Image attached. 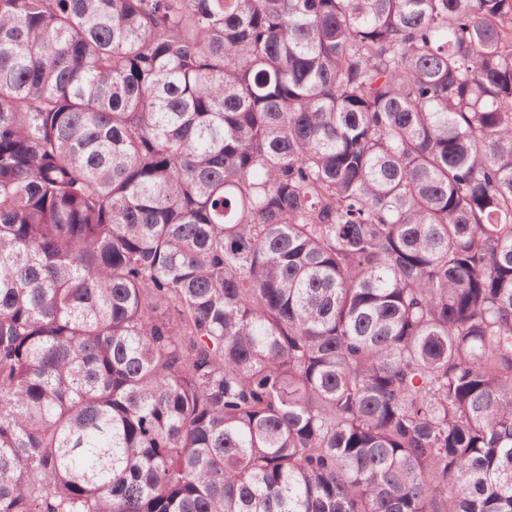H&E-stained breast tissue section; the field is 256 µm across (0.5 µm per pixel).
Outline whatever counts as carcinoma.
Returning a JSON list of instances; mask_svg holds the SVG:
<instances>
[{
	"label": "carcinoma",
	"instance_id": "obj_1",
	"mask_svg": "<svg viewBox=\"0 0 512 512\" xmlns=\"http://www.w3.org/2000/svg\"><path fill=\"white\" fill-rule=\"evenodd\" d=\"M0 512H512V0H0Z\"/></svg>",
	"mask_w": 512,
	"mask_h": 512
}]
</instances>
